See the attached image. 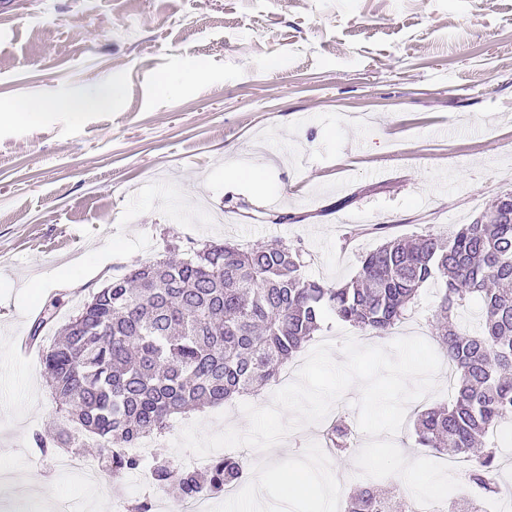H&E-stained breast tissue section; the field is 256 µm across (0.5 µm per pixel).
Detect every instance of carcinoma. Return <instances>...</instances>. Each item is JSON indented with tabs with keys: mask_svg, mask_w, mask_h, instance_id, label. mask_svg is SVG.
Masks as SVG:
<instances>
[{
	"mask_svg": "<svg viewBox=\"0 0 512 512\" xmlns=\"http://www.w3.org/2000/svg\"><path fill=\"white\" fill-rule=\"evenodd\" d=\"M302 249L282 243L244 248L210 242L179 261L140 264L92 293L43 349L51 400L68 423L37 434L43 456L73 448L74 432L96 441L97 461L118 479L145 470L185 500L217 495L241 483L243 463L231 454L206 469L177 470L164 452H130L161 438L172 419L258 395L333 314L365 336L384 338L415 312L422 287L442 285L433 337L457 370L448 407H430L414 422L416 442L443 455L469 458L467 483L499 493L498 456L472 448L512 422V192L480 217L443 236L396 237L360 258L355 278L334 285L303 272ZM479 304V322L462 325L461 310ZM58 309L43 311L29 333L40 342ZM340 455L354 447L344 420L330 431ZM482 499L455 491L441 512H481ZM342 512H414L408 496L392 499L367 483L348 494Z\"/></svg>",
	"mask_w": 512,
	"mask_h": 512,
	"instance_id": "1",
	"label": "carcinoma"
}]
</instances>
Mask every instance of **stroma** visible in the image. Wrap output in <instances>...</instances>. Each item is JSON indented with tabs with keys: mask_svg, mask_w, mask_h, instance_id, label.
Returning <instances> with one entry per match:
<instances>
[{
	"mask_svg": "<svg viewBox=\"0 0 512 512\" xmlns=\"http://www.w3.org/2000/svg\"><path fill=\"white\" fill-rule=\"evenodd\" d=\"M105 92L77 116L0 123V512L179 502L144 472L89 483L40 455L56 415L21 349L46 306L68 320L134 265L227 239L302 248L306 276L347 281L384 238L448 234L512 191V0H0V105ZM245 162L262 191L234 176ZM230 419L248 426L234 402L166 438ZM322 431L236 449L247 480L213 512H323L317 484L282 498L305 457L351 492L355 459Z\"/></svg>",
	"mask_w": 512,
	"mask_h": 512,
	"instance_id": "obj_1",
	"label": "stroma"
}]
</instances>
